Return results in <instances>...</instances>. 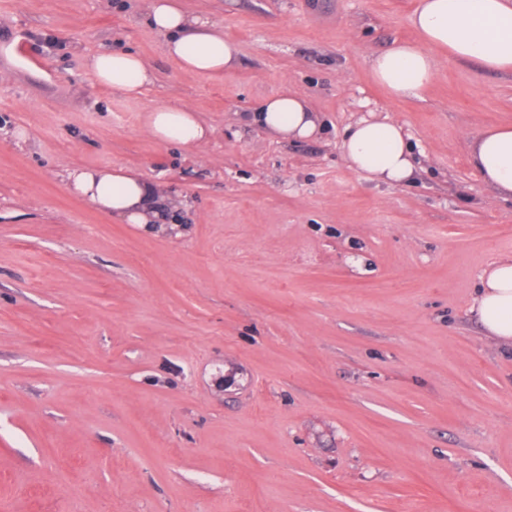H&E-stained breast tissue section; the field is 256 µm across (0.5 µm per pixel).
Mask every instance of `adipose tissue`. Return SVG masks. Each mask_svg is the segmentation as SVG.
<instances>
[{
    "instance_id": "ef3b65f1",
    "label": "adipose tissue",
    "mask_w": 512,
    "mask_h": 512,
    "mask_svg": "<svg viewBox=\"0 0 512 512\" xmlns=\"http://www.w3.org/2000/svg\"><path fill=\"white\" fill-rule=\"evenodd\" d=\"M148 17L150 26L164 35L167 54L184 69L210 74L235 66L236 49L223 31L186 13L178 0H150ZM408 23L418 41L395 44L368 62L374 79L394 98L418 97L432 82L439 55L489 72L512 71V0H419ZM88 66L99 84L130 96L139 95L152 79L145 61L130 52H99ZM247 120L285 140L310 139L320 130L319 118L306 101L289 94L269 97ZM145 126L158 141L187 147L204 143L210 134L195 112L180 106L151 109ZM342 151L350 167L372 181L401 184L416 172L403 129L392 121H359L347 129ZM469 158L486 183L512 195V126L476 135ZM67 186L128 223L151 224L161 218V188L141 175L72 169ZM482 284L474 303L482 326L489 335L512 342V256L492 264Z\"/></svg>"
}]
</instances>
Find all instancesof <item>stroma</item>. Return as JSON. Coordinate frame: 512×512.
<instances>
[{"mask_svg":"<svg viewBox=\"0 0 512 512\" xmlns=\"http://www.w3.org/2000/svg\"><path fill=\"white\" fill-rule=\"evenodd\" d=\"M146 2L0 0V512H512V345L473 308L512 255V198L468 163L512 125V72L439 57L396 99L367 60L416 40L418 0H182L237 50L202 76ZM108 49L153 83L99 85ZM284 92L315 138L241 125ZM159 105L207 142L155 140ZM385 118L417 166L401 185L341 149ZM72 168L182 205L125 223ZM88 66L100 85L129 96L139 95L152 79L145 61L131 52H98L91 56ZM145 127L158 141L187 147L204 143L211 134L195 112L180 106L162 105L151 109L145 115Z\"/></svg>","mask_w":512,"mask_h":512,"instance_id":"obj_1","label":"stroma"}]
</instances>
